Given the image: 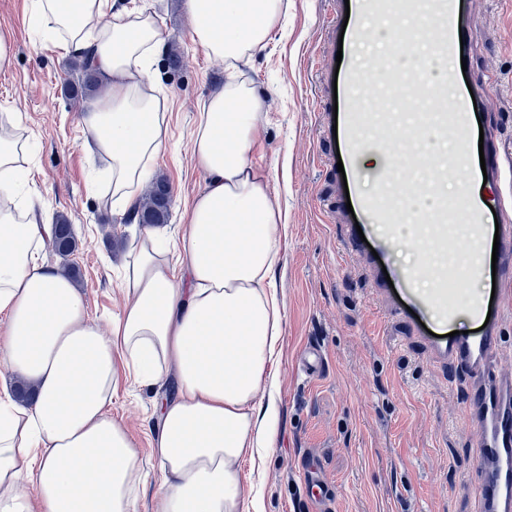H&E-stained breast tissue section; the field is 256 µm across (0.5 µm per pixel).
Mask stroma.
Returning a JSON list of instances; mask_svg holds the SVG:
<instances>
[{"mask_svg": "<svg viewBox=\"0 0 512 512\" xmlns=\"http://www.w3.org/2000/svg\"><path fill=\"white\" fill-rule=\"evenodd\" d=\"M117 3L149 9L182 54L179 67L161 56L152 66L171 108L168 145L151 167L173 196L162 229L176 233L205 186L191 141L199 112L224 82V65L191 42L182 0ZM29 13L30 0H0V35L13 50L11 66L0 69V114L14 117L26 143L23 195L41 200L44 222L70 224L77 242L68 257L49 248L44 255L77 267L88 315L106 331L125 303L121 270L140 240L105 202L104 159L82 147L83 115L97 97H74L79 72L44 48ZM344 16L345 0H288L266 48L241 66L242 78L268 96L253 161L270 172L288 215L274 274L285 332L263 393L278 415L275 447L244 459L241 481L264 512H315L302 496L299 467L316 455L330 484V512H477L478 433L465 405L474 378L441 359L400 313L399 291L380 271L385 264L400 269L397 247L377 258L351 241L354 216L337 169L342 142L333 133L335 103L348 95L335 85L331 62ZM460 56L467 61L463 83L496 77L497 86L478 94L476 112L498 136L512 138V0H472ZM310 345L323 353L313 377L300 370ZM172 388L164 381L150 390L123 378L112 398L110 415L138 448L143 486L135 512H156L160 482L146 422L156 395Z\"/></svg>", "mask_w": 512, "mask_h": 512, "instance_id": "obj_1", "label": "stroma"}]
</instances>
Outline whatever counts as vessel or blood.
I'll return each instance as SVG.
<instances>
[{
  "label": "vessel or blood",
  "instance_id": "obj_1",
  "mask_svg": "<svg viewBox=\"0 0 512 512\" xmlns=\"http://www.w3.org/2000/svg\"><path fill=\"white\" fill-rule=\"evenodd\" d=\"M428 6L434 21L435 48L441 54H455L461 49L460 31L463 22L464 0H406L407 15H417L421 6ZM396 7V0H350L349 23L343 36V79L347 86L360 84L358 64L353 51L354 42L365 36L359 23L361 15L386 17ZM403 85L413 89L419 98L433 102L435 109L427 115H418L416 124L433 121L446 134L470 135L476 113L470 92L449 94L447 85L424 82L416 74L405 72L399 77ZM401 122L395 112H363L356 105H346L341 117L342 163L353 168V149L364 136H371L377 144H385L388 133ZM495 181L492 196L479 200L471 209L456 210L447 201L437 202L431 209L430 246L435 251L451 254L460 244H480L486 236L484 214L495 209L500 215L499 236L502 246L512 249V138L499 141L494 163L487 169ZM391 169H384L374 176L372 195L354 200L360 224H391L396 220L400 200L390 190ZM434 288L428 300L407 297L406 303L414 313L423 314L427 308L439 309L446 324H453L459 314L455 300L454 284L457 269L445 264L431 271ZM504 301H497L494 308H486L483 301L470 303L472 316L483 325L474 336H453L439 341L437 347L448 360L470 369L481 376L468 404V412L478 430V453L483 467L477 487L479 512H512V374L496 373L491 368L487 354L498 341L497 315L504 311ZM495 312V319H488V312ZM305 490L316 499H325V481L317 461H308L305 468Z\"/></svg>",
  "mask_w": 512,
  "mask_h": 512
}]
</instances>
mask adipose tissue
I'll list each match as a JSON object with an SVG mask.
<instances>
[{"label": "adipose tissue", "mask_w": 512, "mask_h": 512, "mask_svg": "<svg viewBox=\"0 0 512 512\" xmlns=\"http://www.w3.org/2000/svg\"><path fill=\"white\" fill-rule=\"evenodd\" d=\"M190 38L230 77L200 112L192 156L206 185L182 232L145 227L120 281L128 301L103 331L43 250L52 235L20 192L25 144L0 134V362L33 385L27 405L0 398V512H134L137 448L108 408L121 372L175 392L150 425L160 471L157 512H263L240 463L274 447L276 413L259 393L284 333L273 272L287 216L268 171L252 161L267 97L237 81L264 50L284 0H185ZM31 24L64 59H90L107 94L83 116L84 147L110 162L113 207L135 190L167 141V102L154 92L160 26L116 0H33Z\"/></svg>", "instance_id": "ef3b65f1"}]
</instances>
